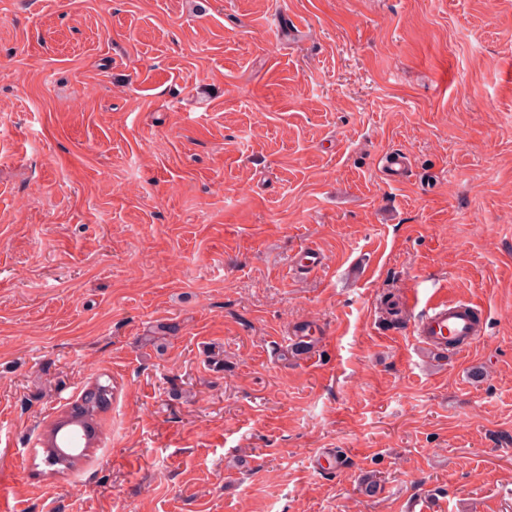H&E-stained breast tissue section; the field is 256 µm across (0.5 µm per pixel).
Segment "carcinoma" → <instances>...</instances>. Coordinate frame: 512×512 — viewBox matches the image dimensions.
Instances as JSON below:
<instances>
[{
    "label": "carcinoma",
    "mask_w": 512,
    "mask_h": 512,
    "mask_svg": "<svg viewBox=\"0 0 512 512\" xmlns=\"http://www.w3.org/2000/svg\"><path fill=\"white\" fill-rule=\"evenodd\" d=\"M111 399L112 385L108 382H97L83 392L77 401L78 409L71 410L49 426L45 433L48 446L44 451V462L47 466L57 471L70 469L87 456L85 452L76 456H63L57 449L68 443L85 450L90 448L99 433L98 415Z\"/></svg>",
    "instance_id": "1"
}]
</instances>
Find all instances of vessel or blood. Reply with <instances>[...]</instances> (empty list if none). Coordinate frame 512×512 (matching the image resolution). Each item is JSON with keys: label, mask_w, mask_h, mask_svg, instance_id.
<instances>
[{"label": "vessel or blood", "mask_w": 512, "mask_h": 512, "mask_svg": "<svg viewBox=\"0 0 512 512\" xmlns=\"http://www.w3.org/2000/svg\"><path fill=\"white\" fill-rule=\"evenodd\" d=\"M414 333L423 342L461 351L483 335L481 314L469 302L433 300L414 326Z\"/></svg>", "instance_id": "b4317fda"}]
</instances>
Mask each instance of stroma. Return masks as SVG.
Masks as SVG:
<instances>
[{
  "label": "stroma",
  "instance_id": "35a3bbf8",
  "mask_svg": "<svg viewBox=\"0 0 512 512\" xmlns=\"http://www.w3.org/2000/svg\"><path fill=\"white\" fill-rule=\"evenodd\" d=\"M413 504L512 512V0H0V512ZM414 333L423 342L450 347L460 352L484 330L481 313L470 302L431 300L414 326ZM112 399V385L109 382H96L87 388L78 404V411L71 408L65 416L53 422L45 433L49 446L44 450V462L56 471L73 468L81 459L87 456L88 448L99 433L98 415ZM68 443L76 445L75 448H85V451L76 456H63L57 452Z\"/></svg>",
  "mask_w": 512,
  "mask_h": 512
}]
</instances>
